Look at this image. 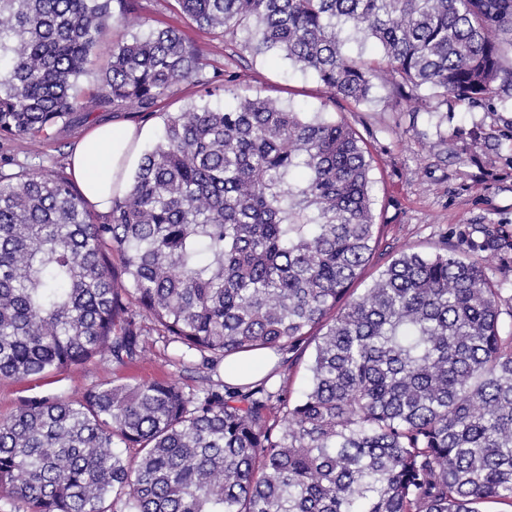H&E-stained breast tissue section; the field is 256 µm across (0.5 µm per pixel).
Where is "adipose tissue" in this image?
I'll return each instance as SVG.
<instances>
[{"mask_svg":"<svg viewBox=\"0 0 512 512\" xmlns=\"http://www.w3.org/2000/svg\"><path fill=\"white\" fill-rule=\"evenodd\" d=\"M143 136L133 125L113 122L96 125L84 134L71 158L72 175L95 210L110 212L112 197L125 185L136 159L135 144Z\"/></svg>","mask_w":512,"mask_h":512,"instance_id":"ef3b65f1","label":"adipose tissue"}]
</instances>
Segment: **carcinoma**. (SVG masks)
I'll return each instance as SVG.
<instances>
[{"mask_svg": "<svg viewBox=\"0 0 512 512\" xmlns=\"http://www.w3.org/2000/svg\"><path fill=\"white\" fill-rule=\"evenodd\" d=\"M252 56L362 104L374 80L414 103H512V0H174ZM129 29L112 0H0V138L38 143L94 108L164 113L100 221L73 180L0 175V379L135 362L152 333L204 361L314 341L295 400L240 387L103 384L0 419V501L27 512H482L512 506V333L477 260L411 249L349 290L381 238L372 158L342 118L199 78L175 28ZM111 60L81 85L100 44ZM374 41L380 56L344 50ZM483 251L512 240L481 228ZM149 321L150 326L143 325ZM282 412L274 417V410ZM118 448H133L125 459ZM199 87L191 82L182 83L174 93L161 101L156 112H182L189 108L198 98Z\"/></svg>", "mask_w": 512, "mask_h": 512, "instance_id": "cac0c4a2", "label": "carcinoma"}]
</instances>
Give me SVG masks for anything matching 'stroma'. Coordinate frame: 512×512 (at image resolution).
I'll use <instances>...</instances> for the list:
<instances>
[{"instance_id": "1", "label": "stroma", "mask_w": 512, "mask_h": 512, "mask_svg": "<svg viewBox=\"0 0 512 512\" xmlns=\"http://www.w3.org/2000/svg\"><path fill=\"white\" fill-rule=\"evenodd\" d=\"M112 10L128 13L151 27L180 28L205 53L203 77L228 72L232 77L229 90L212 96V107L232 103L237 93L257 94L309 116L345 119L363 139L374 159L371 195L374 221L381 224L382 235L373 263L354 284L356 292H363L401 250L432 254L449 243L462 257L479 260L493 279L503 280L512 296V252L500 254L474 247L482 239L479 229L484 225L498 226L512 235L511 108L493 100L474 109L452 103L440 108L423 106L413 112L380 81L366 103L336 102L313 72L288 60L247 55L225 65L223 37L191 26L170 10L167 0H113ZM197 96L196 86L185 82L161 101L158 113L130 108L120 118L149 128V136L139 145L145 151L160 135L162 113L184 111ZM112 117V112L96 111L86 122L57 133L34 150L0 139V174L25 169L68 173L70 153L78 140L89 126ZM475 127L492 136L493 145L470 144L468 133ZM461 153L466 156L462 162L457 159ZM198 364V357L184 354L178 344L157 338L149 353L127 368L94 358L55 376L0 381V417L30 399L76 398L88 387L108 382L172 379L188 393L199 390L207 378L223 383V367L206 374Z\"/></svg>"}]
</instances>
